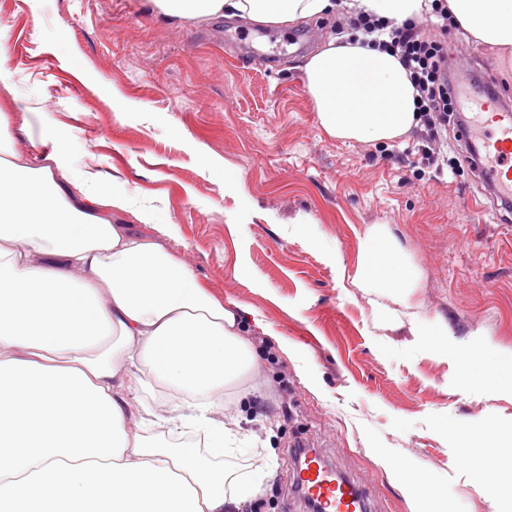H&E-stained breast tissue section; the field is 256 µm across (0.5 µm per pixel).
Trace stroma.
<instances>
[{
  "label": "stroma",
  "mask_w": 512,
  "mask_h": 512,
  "mask_svg": "<svg viewBox=\"0 0 512 512\" xmlns=\"http://www.w3.org/2000/svg\"><path fill=\"white\" fill-rule=\"evenodd\" d=\"M285 27L159 18L145 0H0L8 86L74 167L148 207L124 219L159 240L227 303L260 320L257 375L224 389L260 473L243 512H308L289 448L317 449L359 483L369 512H512V391L464 382L512 352V223L488 184L418 165L414 133L364 143L328 136L303 63L328 37L358 36L352 0ZM457 81L492 84L512 106V56L449 29ZM25 112L15 113L21 125ZM382 228L419 272L411 293L355 281L360 242ZM482 426L471 434L472 426Z\"/></svg>",
  "instance_id": "stroma-1"
}]
</instances>
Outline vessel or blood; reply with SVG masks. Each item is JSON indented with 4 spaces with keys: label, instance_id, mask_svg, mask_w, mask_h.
<instances>
[{
    "label": "vessel or blood",
    "instance_id": "vessel-or-blood-1",
    "mask_svg": "<svg viewBox=\"0 0 512 512\" xmlns=\"http://www.w3.org/2000/svg\"><path fill=\"white\" fill-rule=\"evenodd\" d=\"M459 99L473 115L463 134L467 144L478 150V160L493 183L499 203L497 217L503 223L512 221V114L504 112L491 121L487 118L491 107L487 98L470 91L461 93ZM294 481L322 512H367L368 502L359 485L337 474L319 453H304Z\"/></svg>",
    "mask_w": 512,
    "mask_h": 512
}]
</instances>
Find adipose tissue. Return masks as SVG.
Segmentation results:
<instances>
[{
    "label": "adipose tissue",
    "instance_id": "adipose-tissue-1",
    "mask_svg": "<svg viewBox=\"0 0 512 512\" xmlns=\"http://www.w3.org/2000/svg\"><path fill=\"white\" fill-rule=\"evenodd\" d=\"M181 22L243 18L284 26L327 15L335 0H147ZM401 25L425 0H356ZM454 22L512 53V0H448ZM323 130L395 140L418 124L416 90L399 58L371 37H330L303 65ZM0 112V512H239L262 478L222 459L238 431L211 416L227 384L258 372L248 311L214 298L194 273L118 215L132 205L55 150L12 149ZM416 272L368 229L356 279L411 288ZM170 391L167 417L140 393ZM171 440L153 443L149 428Z\"/></svg>",
    "mask_w": 512,
    "mask_h": 512
}]
</instances>
